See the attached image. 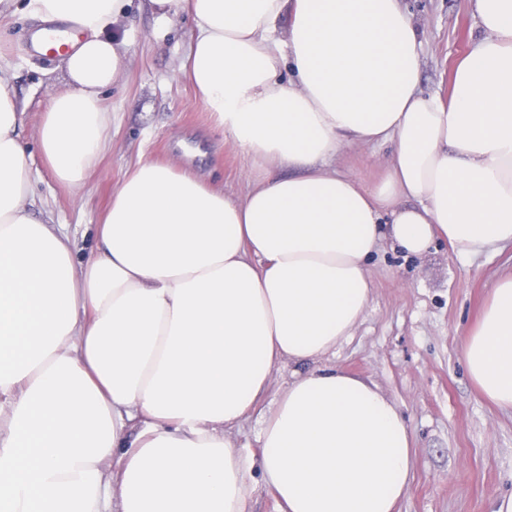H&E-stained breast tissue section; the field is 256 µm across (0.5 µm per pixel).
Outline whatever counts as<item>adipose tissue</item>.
Wrapping results in <instances>:
<instances>
[{"instance_id": "adipose-tissue-1", "label": "adipose tissue", "mask_w": 512, "mask_h": 512, "mask_svg": "<svg viewBox=\"0 0 512 512\" xmlns=\"http://www.w3.org/2000/svg\"><path fill=\"white\" fill-rule=\"evenodd\" d=\"M127 3L25 5L79 31L38 127L45 167L75 188L107 145ZM149 7L162 23L191 16L180 70L259 173L238 200L138 160L99 251L76 262V242L34 214L26 104L0 71V512H246L257 472L278 512H396L414 477L409 425L372 384L318 362L361 321L383 236L411 255L438 237L461 256L512 243V0H471L479 35L446 97L419 89L401 0ZM380 143V183L335 170ZM462 355L476 388L512 407V272ZM286 361L312 369L264 415L250 458L231 432Z\"/></svg>"}]
</instances>
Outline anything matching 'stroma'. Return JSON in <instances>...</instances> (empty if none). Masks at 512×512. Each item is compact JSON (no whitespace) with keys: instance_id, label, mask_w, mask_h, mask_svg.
I'll list each match as a JSON object with an SVG mask.
<instances>
[{"instance_id":"stroma-1","label":"stroma","mask_w":512,"mask_h":512,"mask_svg":"<svg viewBox=\"0 0 512 512\" xmlns=\"http://www.w3.org/2000/svg\"><path fill=\"white\" fill-rule=\"evenodd\" d=\"M420 32V88L449 94L454 66L469 52L477 31L470 0H403ZM38 21L18 12L0 20V68L28 107L20 140L37 151V130L53 92L62 90L57 59L25 47ZM128 60L104 94L112 116L110 146L78 189L41 170L33 193L58 231L78 244L80 255L97 248V226L114 190L139 159L175 165L243 198L252 162L213 128L190 84L177 69L194 34L188 16L157 30L141 0H132L121 26ZM391 152L387 143L347 151L337 169L368 184L379 180ZM512 270V245L460 256L435 240L408 256L382 239L368 264L372 295L353 336L329 353L325 365L372 382L403 414L415 439V472L398 512H497L512 495V408L488 403L473 385L461 340L475 325L490 284ZM307 364L284 363L253 414L233 436L247 451L258 449L262 413L269 410Z\"/></svg>"}]
</instances>
